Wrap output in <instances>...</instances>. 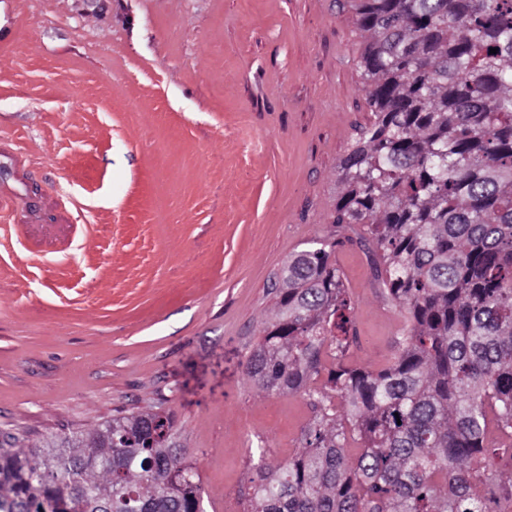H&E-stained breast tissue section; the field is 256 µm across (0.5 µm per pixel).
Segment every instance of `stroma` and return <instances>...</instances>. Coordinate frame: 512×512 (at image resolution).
Returning <instances> with one entry per match:
<instances>
[{
	"label": "stroma",
	"mask_w": 512,
	"mask_h": 512,
	"mask_svg": "<svg viewBox=\"0 0 512 512\" xmlns=\"http://www.w3.org/2000/svg\"><path fill=\"white\" fill-rule=\"evenodd\" d=\"M0 0V434L22 448L118 411L173 414L233 512L246 461L310 417L257 392L248 352L283 263L330 231L370 112L340 0ZM355 364L403 315L337 248Z\"/></svg>",
	"instance_id": "1"
}]
</instances>
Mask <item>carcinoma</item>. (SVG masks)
Returning a JSON list of instances; mask_svg holds the SVG:
<instances>
[{"instance_id": "1", "label": "carcinoma", "mask_w": 512, "mask_h": 512, "mask_svg": "<svg viewBox=\"0 0 512 512\" xmlns=\"http://www.w3.org/2000/svg\"><path fill=\"white\" fill-rule=\"evenodd\" d=\"M372 112L338 164L329 235L284 263L245 366L311 416L286 461L249 459L242 512H512L488 415L512 440V0H344ZM497 53H490V49ZM404 315L392 362L352 364L337 247ZM172 414L0 445V512H203Z\"/></svg>"}]
</instances>
